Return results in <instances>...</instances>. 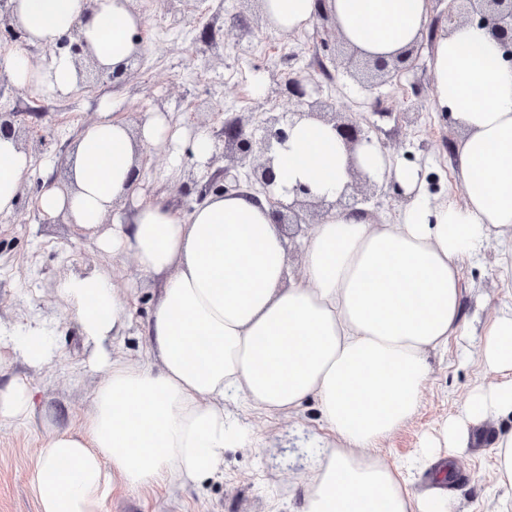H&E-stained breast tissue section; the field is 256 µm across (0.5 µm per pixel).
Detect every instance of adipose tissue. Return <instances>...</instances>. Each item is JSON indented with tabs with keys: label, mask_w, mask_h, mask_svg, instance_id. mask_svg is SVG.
Segmentation results:
<instances>
[{
	"label": "adipose tissue",
	"mask_w": 512,
	"mask_h": 512,
	"mask_svg": "<svg viewBox=\"0 0 512 512\" xmlns=\"http://www.w3.org/2000/svg\"><path fill=\"white\" fill-rule=\"evenodd\" d=\"M23 48L0 60L19 85L66 96L78 84L67 55L31 65L27 46H52L80 28L94 58L120 67L136 51L142 14L129 0H13ZM344 40L362 55L390 59L417 45L432 0H328ZM316 0H262L268 28H306ZM431 99L462 137L456 148L460 197L429 203L416 169L390 166L372 143L349 155L330 124L306 118L278 149L272 192L297 186L336 200L358 165L375 181L396 182L407 203L393 221L339 208L300 243L289 244L265 195L212 196L190 212L142 195L140 159L163 144L170 168L185 154L197 164L213 144L205 129L182 137L163 112L139 116V138L112 106L97 107L71 158L70 185L44 183L34 199L43 220L64 219L107 253L132 256L158 281L160 300L146 327L149 356H112L111 337L129 320V299L108 275L61 280L71 324L93 344L99 382L78 427L44 439L34 488L41 512H102L116 486L195 484L224 473V450L250 437L225 401L260 415H292L316 400L332 435L304 484L302 512H455L441 488L412 495L400 469L371 450L416 413L429 376L427 356L465 333L460 263L494 248L512 269V63L477 23H454L436 37ZM32 166L14 138L0 135V218L10 216ZM131 200L134 209H116ZM110 223L105 235L100 224ZM28 366L53 361V331L34 322L7 336ZM474 356L489 384L470 392L442 439L422 450L468 446L470 426L512 415V310L489 322ZM502 508L512 507V431L493 442Z\"/></svg>",
	"instance_id": "obj_1"
}]
</instances>
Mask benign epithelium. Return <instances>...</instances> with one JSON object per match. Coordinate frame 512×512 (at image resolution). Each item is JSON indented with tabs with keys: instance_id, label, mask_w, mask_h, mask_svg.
I'll return each instance as SVG.
<instances>
[{
	"instance_id": "obj_1",
	"label": "benign epithelium",
	"mask_w": 512,
	"mask_h": 512,
	"mask_svg": "<svg viewBox=\"0 0 512 512\" xmlns=\"http://www.w3.org/2000/svg\"><path fill=\"white\" fill-rule=\"evenodd\" d=\"M448 21L472 22L489 31L498 39L504 49V57L512 63V0H448ZM22 35L13 16L10 0H0V32ZM67 51L77 69L78 88L83 90L94 84L117 82L124 84L134 76L132 64L140 62L138 57L119 70L101 66L86 53V42L75 28L70 36L63 39L54 49L46 52ZM415 49L407 50L393 59H364L354 63V57L347 58L348 66L355 67L353 76H362L369 81H387L407 69ZM288 98L297 103L295 112H261L257 116H237L224 121L222 142L213 144L212 154L205 166L206 174L201 177L189 172L179 192L188 195L196 192L197 202H202L211 194H229L246 184L252 189L271 193L274 184V153L278 145L288 139V131L296 117L313 116L333 125L349 152L353 153L364 142L371 141L367 131L359 124L337 116L333 105L322 98L321 85L314 79L297 75L285 84ZM17 112L0 111V134L12 136L20 149L29 154H41L49 145L48 136L33 139L29 130L21 124ZM351 181L347 193L334 202L309 197L304 187L293 189L287 199L269 198L273 207L275 223L279 226L294 224H318L325 213L333 208L357 211L358 206L370 203L374 197L386 194L393 185H377L359 168L352 167Z\"/></svg>"
}]
</instances>
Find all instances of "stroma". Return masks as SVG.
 <instances>
[{
  "label": "stroma",
  "mask_w": 512,
  "mask_h": 512,
  "mask_svg": "<svg viewBox=\"0 0 512 512\" xmlns=\"http://www.w3.org/2000/svg\"><path fill=\"white\" fill-rule=\"evenodd\" d=\"M136 7L146 21L160 22L167 31L145 30L146 55L122 87L100 85L65 99L18 85L0 90V108L19 112L24 123H31L32 107L46 110L44 123L54 134L50 154L58 160L52 169L55 180L67 179L62 160L70 156L82 128L94 121L102 98H118L115 112L131 124L144 107L162 103L174 125H205L217 140L225 120L241 113L292 111L294 101L273 94L272 88L301 73L313 75L337 111L369 130L396 163L415 167L431 203L459 194L453 158L444 145L445 139L456 137V128L431 102L430 36H423L407 70L370 86L330 59L316 61L314 29L289 35L270 31L257 9L242 6L240 0H138ZM189 35L198 39L199 53L186 49ZM202 103L214 107L204 120L196 113ZM409 110L414 113L410 120L404 117ZM41 163V157H34L17 209L0 219V328L46 322L60 332L61 350L40 369L18 361L0 365V386L21 377L35 394L29 419L0 425V512H40L34 491L39 449L54 428L77 425L91 406L98 381L88 366L92 349L70 325L58 281L101 270L111 275L117 290L135 288L129 325L113 341L114 353L123 356H146L144 328L159 296L157 281L142 278L133 257L101 251L72 225L42 223L31 204L42 187ZM166 166V147L149 149L142 166L143 188L148 195L181 205L176 189L184 175L164 176ZM460 274L468 333L449 339L446 351L430 356L431 372L417 412L374 450L400 466L415 492L429 477L417 464L425 441L438 436L448 418L461 411L480 378L467 349L479 342L494 311L512 307V288L502 283L495 249L463 260ZM225 409L252 430L254 440L225 449L223 477L181 488L164 482L145 489L119 487L102 512H300V481L327 436L316 402L305 403L288 417H260L230 402ZM505 429H512L511 416L472 427L466 451L455 460L438 461V468L453 467L463 477L451 487L460 512H492L496 505L500 493L493 487L491 439Z\"/></svg>",
  "instance_id": "obj_1"
}]
</instances>
